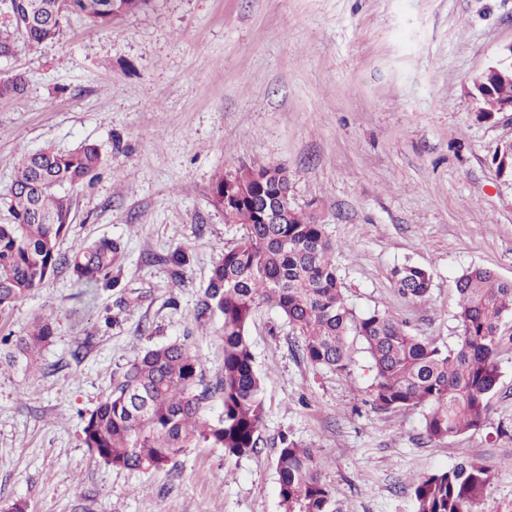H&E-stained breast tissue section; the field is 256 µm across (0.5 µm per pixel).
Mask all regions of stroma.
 Here are the masks:
<instances>
[{
    "instance_id": "35a3bbf8",
    "label": "stroma",
    "mask_w": 512,
    "mask_h": 512,
    "mask_svg": "<svg viewBox=\"0 0 512 512\" xmlns=\"http://www.w3.org/2000/svg\"><path fill=\"white\" fill-rule=\"evenodd\" d=\"M510 43L512 0H151L108 27L70 16L54 42L0 57V71L26 78L23 95L0 98V197L21 152L96 144L102 165L69 189L58 250L108 237L122 251L119 287L82 294L62 266L0 312V336L56 318L41 370H0V512H283V434L313 449L336 512H414L413 480L463 461L489 471L482 512H512L511 316L485 422L443 441L425 438V408L371 403L359 338L349 373L312 366L265 305L248 328L264 380L255 453L190 448L140 472L81 442L83 417L152 344L191 336L208 380L220 375L222 322L196 310L243 233L214 207V178L243 162L287 167L355 313L386 311L454 346L458 276L484 267L512 280V181L493 163L512 114L479 118L472 87ZM404 264L430 273L425 300L398 293Z\"/></svg>"
}]
</instances>
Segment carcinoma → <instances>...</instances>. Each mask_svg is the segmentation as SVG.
Returning a JSON list of instances; mask_svg holds the SVG:
<instances>
[{
  "label": "carcinoma",
  "mask_w": 512,
  "mask_h": 512,
  "mask_svg": "<svg viewBox=\"0 0 512 512\" xmlns=\"http://www.w3.org/2000/svg\"><path fill=\"white\" fill-rule=\"evenodd\" d=\"M149 2L0 0V8L12 13L0 23V52L13 51L19 40L30 48L53 42L71 15L106 27ZM25 83L21 74L1 75L0 97L22 94ZM477 94L478 116L487 119L499 99L512 97V80L500 78ZM101 164L97 145L89 143L69 152L46 148L21 155L11 191L0 199L10 214V221L0 224V312L40 288L60 265L91 293L118 286L111 273L120 245L112 239L93 241L70 255L57 250L71 212L70 198L60 188L93 180ZM290 194L288 170L281 165L243 164L216 176L214 206L224 213V223L245 228L214 265L197 302V318L222 320L221 374L214 384L207 380L188 336L146 348L83 417L82 443L104 463L148 472L201 445L235 457L254 453L265 408L248 327L264 304L279 309L303 358L314 366L347 371L349 337L359 338L374 371L372 404L393 411L427 407V439L455 437L484 423L499 380L495 357L502 319L512 312V281L481 267L459 276L460 340L443 349L410 334L386 311L358 315L349 308L324 225L295 209ZM392 275L401 295L427 297V270L402 265ZM53 336V316H36L25 334L0 338V366L31 368L32 354ZM216 395L222 412L209 418L205 408ZM280 443L276 471L285 512H332V492L315 469L312 451L286 436ZM488 478V470L472 462L420 477L413 481L415 512H478Z\"/></svg>",
  "instance_id": "carcinoma-1"
}]
</instances>
